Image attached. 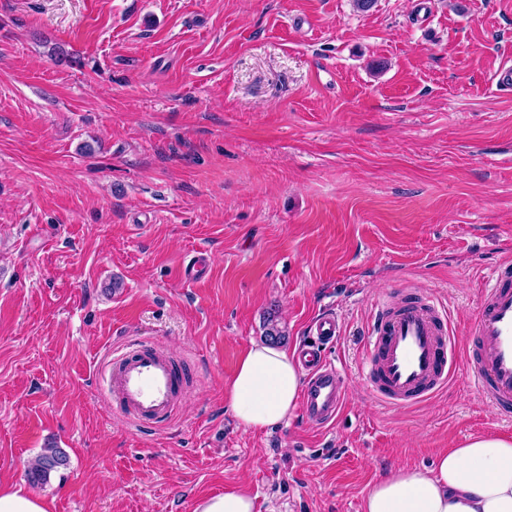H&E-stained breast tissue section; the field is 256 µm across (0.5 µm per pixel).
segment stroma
<instances>
[{"instance_id":"1","label":"stroma","mask_w":512,"mask_h":512,"mask_svg":"<svg viewBox=\"0 0 512 512\" xmlns=\"http://www.w3.org/2000/svg\"><path fill=\"white\" fill-rule=\"evenodd\" d=\"M509 61L512 0H0V487L54 445L49 512H197L235 485L254 512H362L386 473L512 437L466 357L414 407L364 381L393 286L462 349L512 257ZM328 312L335 421L241 427L225 389L266 319L292 352ZM134 342L187 379L153 429L102 381Z\"/></svg>"}]
</instances>
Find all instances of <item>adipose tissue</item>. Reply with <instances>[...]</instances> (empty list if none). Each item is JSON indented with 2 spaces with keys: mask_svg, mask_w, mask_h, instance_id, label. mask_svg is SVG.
Wrapping results in <instances>:
<instances>
[{
  "mask_svg": "<svg viewBox=\"0 0 512 512\" xmlns=\"http://www.w3.org/2000/svg\"><path fill=\"white\" fill-rule=\"evenodd\" d=\"M302 389L294 355L259 342L240 359L226 395L239 423L259 432L285 422ZM362 512H512V440L476 435L433 467L397 468L365 492Z\"/></svg>",
  "mask_w": 512,
  "mask_h": 512,
  "instance_id": "1",
  "label": "adipose tissue"
}]
</instances>
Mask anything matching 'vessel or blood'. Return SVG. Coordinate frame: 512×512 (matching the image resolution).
Here are the masks:
<instances>
[{
    "label": "vessel or blood",
    "mask_w": 512,
    "mask_h": 512,
    "mask_svg": "<svg viewBox=\"0 0 512 512\" xmlns=\"http://www.w3.org/2000/svg\"><path fill=\"white\" fill-rule=\"evenodd\" d=\"M311 343L297 357L306 372L301 414L314 428L327 425L344 402V381L321 350L340 334L335 315L314 321ZM467 377L497 411L512 414V260L495 267L469 330ZM367 379L373 397L390 406L412 407L446 388L458 348L448 311L436 299L408 286L394 290L377 309L367 338ZM108 389L119 409L139 425L171 418L181 384L171 357L139 344L113 358Z\"/></svg>",
    "instance_id": "1"
}]
</instances>
